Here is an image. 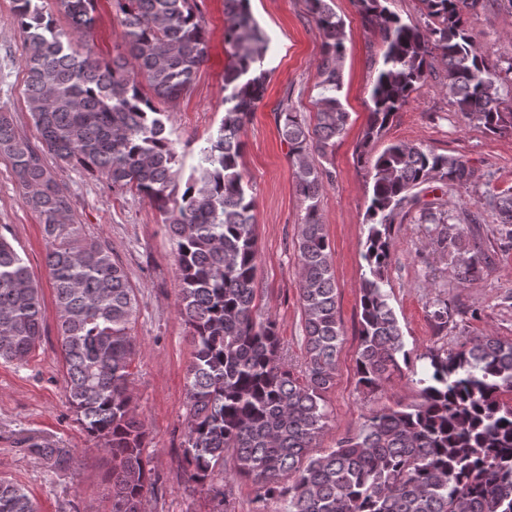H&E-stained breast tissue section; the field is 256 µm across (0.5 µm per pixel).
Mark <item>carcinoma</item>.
Returning a JSON list of instances; mask_svg holds the SVG:
<instances>
[{"instance_id":"obj_1","label":"carcinoma","mask_w":512,"mask_h":512,"mask_svg":"<svg viewBox=\"0 0 512 512\" xmlns=\"http://www.w3.org/2000/svg\"><path fill=\"white\" fill-rule=\"evenodd\" d=\"M42 0H15L25 35L24 102L38 133L20 135L0 113V157L22 203L42 219L70 406L83 431L109 456L112 512H142L156 476L144 456L147 436L129 389L136 354L131 324L139 304L112 248L88 237L66 185L45 162L79 166L114 190H134L158 211L176 242L177 313L192 346L182 442L186 482L205 485L233 460V476L251 480L261 499L288 500L287 512H512V339L477 336L432 351L419 385L421 402L365 417L357 433L319 456L324 394L334 384L343 330L336 308L332 251L321 215L334 172L315 164L348 123L342 102L344 25L329 0H305L323 33L316 123L281 103L276 121L288 142L303 211L297 266L306 358L288 366L256 288L255 198L242 169L241 131L268 78V38L250 0H224V118L206 164L184 173L163 105L190 92L208 57L197 0H113L128 55L103 64L74 48L90 33L94 0H54L70 22L59 28ZM362 22L378 30L382 66L371 89L363 148L381 138L419 84L446 67V87L466 117L493 134L512 131L499 65L471 43L467 16L480 0H421L424 25L408 24L387 0H356ZM144 78L151 93L144 92ZM360 287L355 375L368 394L408 362L403 332L386 291L391 231L405 210L448 224L436 239L452 255L457 279L481 277L494 241L477 215L423 202L417 188L437 180L467 188L480 176L461 157L421 144L388 145L372 166ZM499 240H512V188L488 190ZM44 335L43 297L21 252L0 232V361H25ZM27 453L59 470L71 456L33 442ZM0 512H40L19 484L0 478Z\"/></svg>"}]
</instances>
